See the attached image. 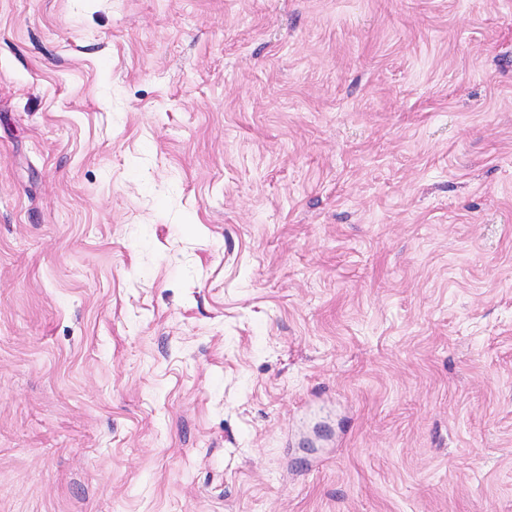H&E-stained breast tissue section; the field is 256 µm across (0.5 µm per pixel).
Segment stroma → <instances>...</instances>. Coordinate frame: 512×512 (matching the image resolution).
I'll return each instance as SVG.
<instances>
[{"mask_svg": "<svg viewBox=\"0 0 512 512\" xmlns=\"http://www.w3.org/2000/svg\"><path fill=\"white\" fill-rule=\"evenodd\" d=\"M0 512H512V0H0Z\"/></svg>", "mask_w": 512, "mask_h": 512, "instance_id": "obj_1", "label": "stroma"}]
</instances>
